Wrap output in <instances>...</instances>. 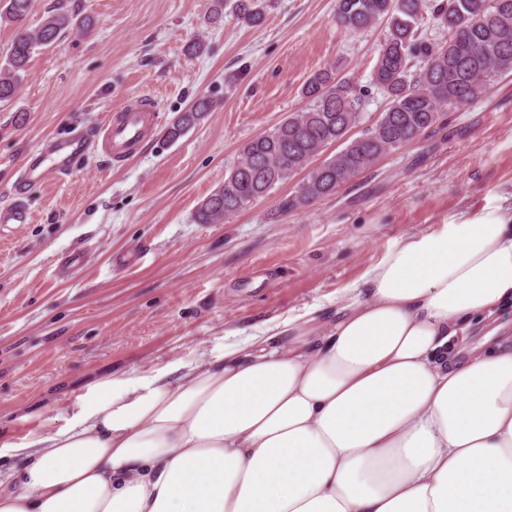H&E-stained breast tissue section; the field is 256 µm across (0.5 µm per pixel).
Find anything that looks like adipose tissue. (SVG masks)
<instances>
[{
	"label": "adipose tissue",
	"mask_w": 512,
	"mask_h": 512,
	"mask_svg": "<svg viewBox=\"0 0 512 512\" xmlns=\"http://www.w3.org/2000/svg\"><path fill=\"white\" fill-rule=\"evenodd\" d=\"M512 224L403 237L335 313L91 386L12 450L0 512H512ZM497 326H501L505 331L498 335L508 333L512 336V307L505 308L494 313L491 317L474 324L469 330V340L471 344H476L484 339V336Z\"/></svg>",
	"instance_id": "obj_1"
}]
</instances>
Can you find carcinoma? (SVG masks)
Here are the masks:
<instances>
[{
	"instance_id": "obj_1",
	"label": "carcinoma",
	"mask_w": 512,
	"mask_h": 512,
	"mask_svg": "<svg viewBox=\"0 0 512 512\" xmlns=\"http://www.w3.org/2000/svg\"><path fill=\"white\" fill-rule=\"evenodd\" d=\"M33 0H4L0 23L16 26L5 64L0 66V102L17 94L33 54L57 43L76 25L64 5L29 30L21 25ZM448 29V39L434 41L419 34L424 9ZM248 25L262 24L260 0H216L213 23L224 14ZM387 26L379 39L373 83L389 104L372 127L356 138L349 132L360 122L368 90L325 67L304 84L309 107L288 114L270 132L239 149L237 164L196 207L198 224H220L224 217L267 197L276 186L307 171L291 195L279 202L288 213L336 193L353 178L371 170L387 153L444 129L449 114L468 112L502 75L512 72V0H337V24L355 33ZM419 65H414L413 61ZM200 99L172 124L168 137L179 138L211 111ZM343 148L313 169L312 159L330 145Z\"/></svg>"
}]
</instances>
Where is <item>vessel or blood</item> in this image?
<instances>
[{"mask_svg":"<svg viewBox=\"0 0 512 512\" xmlns=\"http://www.w3.org/2000/svg\"><path fill=\"white\" fill-rule=\"evenodd\" d=\"M159 118L155 100L147 95L131 98L120 110L108 114L97 138L102 151L111 162L122 164L136 156L154 134ZM87 143L83 134L65 139L51 140L48 149L32 155L22 179L15 188V200L8 207L0 208V224H28L32 214L22 202L24 187L64 175L70 158L81 153Z\"/></svg>","mask_w":512,"mask_h":512,"instance_id":"1","label":"vessel or blood"}]
</instances>
